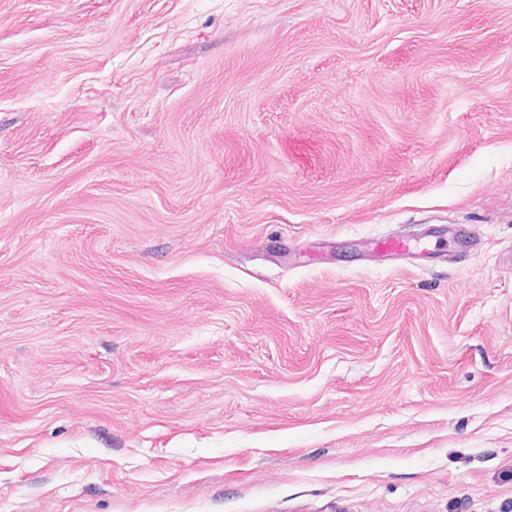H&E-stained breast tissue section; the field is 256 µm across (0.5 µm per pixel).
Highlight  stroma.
<instances>
[{"mask_svg": "<svg viewBox=\"0 0 512 512\" xmlns=\"http://www.w3.org/2000/svg\"><path fill=\"white\" fill-rule=\"evenodd\" d=\"M0 512H512V0H0ZM368 253L373 258L409 257L416 254L418 246L402 236H389L372 239L368 243Z\"/></svg>", "mask_w": 512, "mask_h": 512, "instance_id": "1", "label": "stroma"}]
</instances>
